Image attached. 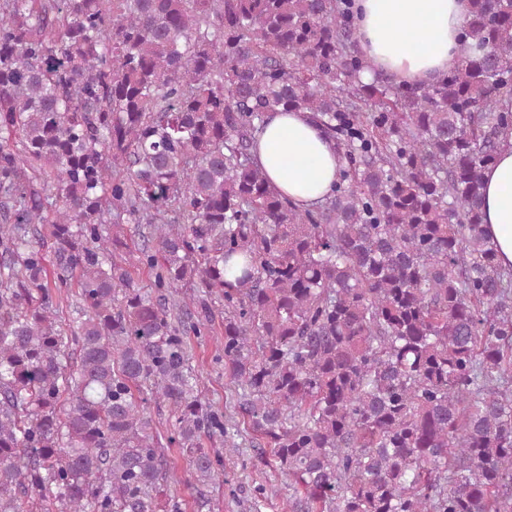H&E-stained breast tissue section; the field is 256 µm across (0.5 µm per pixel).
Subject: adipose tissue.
<instances>
[{
    "label": "adipose tissue",
    "mask_w": 512,
    "mask_h": 512,
    "mask_svg": "<svg viewBox=\"0 0 512 512\" xmlns=\"http://www.w3.org/2000/svg\"><path fill=\"white\" fill-rule=\"evenodd\" d=\"M470 0H355L358 44L372 70L397 81L436 80L460 63L457 37ZM253 162L281 195L303 208L318 205L338 179L333 141L305 112L268 114ZM483 222L502 266L512 267V136L484 172Z\"/></svg>",
    "instance_id": "1"
}]
</instances>
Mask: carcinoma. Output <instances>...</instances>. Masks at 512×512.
<instances>
[{
	"mask_svg": "<svg viewBox=\"0 0 512 512\" xmlns=\"http://www.w3.org/2000/svg\"><path fill=\"white\" fill-rule=\"evenodd\" d=\"M459 41L431 83L365 81L345 0H0V512H178L246 437L290 512H512V269L482 212L512 0H471ZM277 111L340 152L315 209L253 163ZM218 314L227 420L188 362Z\"/></svg>",
	"mask_w": 512,
	"mask_h": 512,
	"instance_id": "cac0c4a2",
	"label": "carcinoma"
}]
</instances>
